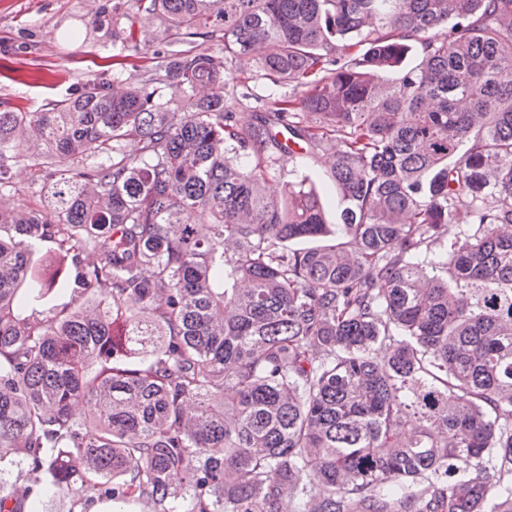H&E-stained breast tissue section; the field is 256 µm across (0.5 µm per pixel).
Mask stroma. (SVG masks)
Here are the masks:
<instances>
[{
	"instance_id": "stroma-1",
	"label": "stroma",
	"mask_w": 512,
	"mask_h": 512,
	"mask_svg": "<svg viewBox=\"0 0 512 512\" xmlns=\"http://www.w3.org/2000/svg\"><path fill=\"white\" fill-rule=\"evenodd\" d=\"M92 12L89 0H0V112L41 110L71 93L96 71L112 66V35L92 31L89 39L71 38L83 31ZM338 143L301 162L277 156L271 191L309 176L325 199L329 223H337L344 207L328 172Z\"/></svg>"
}]
</instances>
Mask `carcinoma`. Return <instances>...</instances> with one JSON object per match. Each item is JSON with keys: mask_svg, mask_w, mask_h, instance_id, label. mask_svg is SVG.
Returning a JSON list of instances; mask_svg holds the SVG:
<instances>
[{"mask_svg": "<svg viewBox=\"0 0 512 512\" xmlns=\"http://www.w3.org/2000/svg\"><path fill=\"white\" fill-rule=\"evenodd\" d=\"M105 25L134 54L0 112V195L36 158L55 214L0 205V512L44 484L70 512H512V0H98ZM233 63L292 93L240 125L209 92ZM332 138L340 224L265 187Z\"/></svg>", "mask_w": 512, "mask_h": 512, "instance_id": "1", "label": "carcinoma"}]
</instances>
